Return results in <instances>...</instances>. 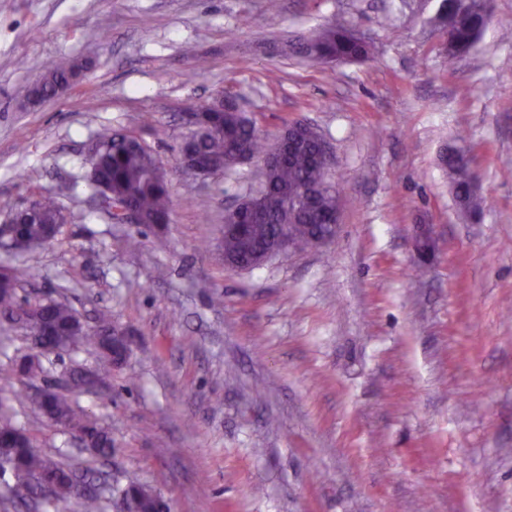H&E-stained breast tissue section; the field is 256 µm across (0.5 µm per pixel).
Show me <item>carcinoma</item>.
<instances>
[{"mask_svg": "<svg viewBox=\"0 0 512 512\" xmlns=\"http://www.w3.org/2000/svg\"><path fill=\"white\" fill-rule=\"evenodd\" d=\"M491 17V0H459V15L448 24L445 35L454 45L448 53V65L470 52ZM294 53L309 60L333 64L361 60L370 56L372 43L352 36L350 29L329 23L316 34L300 36L291 44ZM81 68L79 62L59 58L47 66L40 81L30 89L41 99L55 96V85L68 81ZM200 115L201 131L192 144L197 159L211 167L214 173L234 169L241 163V155L252 156L265 151L263 138L255 124L248 119L228 96L220 109L207 104L196 108ZM101 148L88 161L91 182L107 190L115 202L130 206L136 212L138 223L145 227L157 226L167 221L171 204L169 181L160 171L155 154L140 144L139 139L127 133L104 134L99 137ZM313 145L303 141L291 159L263 171L260 209L243 235L224 238V254L245 256L256 251L268 238L276 234L277 225L293 224L294 248L312 246L307 226L323 223V219L336 212L339 191L325 189L320 194L316 208L310 212L301 206L302 189L308 185H323L327 173L315 159ZM455 198L463 202L465 212L475 214L480 210L482 198L471 192V170L458 158L456 149L440 156ZM35 216L19 224H0V247L14 253L35 250L55 238V226L64 223V216L54 196L45 191L37 199ZM33 275L32 269L21 263L6 268V284L0 285V315L11 316L19 308L17 285ZM39 310L43 325L54 333L56 344L67 349L79 343L95 346L101 358L112 363V354L104 347L112 341L110 316L99 314V327L88 331L75 322L74 310L65 302L47 298L31 304ZM39 411H48L49 419L66 430H78L92 441L87 451L94 456L112 454V433L91 415L82 410L71 395L56 392L46 401L36 393L31 399ZM14 443L13 455L8 459L6 472L11 477L5 500L25 505L37 495L43 479L56 481V504L53 512H60V503L74 497L72 469L69 465L48 459L32 443L30 437L7 420H0V440ZM83 512H104L105 505L120 501L127 512H153L155 493L136 480H130L110 491L104 498L98 493L79 497Z\"/></svg>", "mask_w": 512, "mask_h": 512, "instance_id": "obj_1", "label": "carcinoma"}]
</instances>
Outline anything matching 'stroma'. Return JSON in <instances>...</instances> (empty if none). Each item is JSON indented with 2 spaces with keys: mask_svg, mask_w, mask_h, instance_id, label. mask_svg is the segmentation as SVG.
<instances>
[{
  "mask_svg": "<svg viewBox=\"0 0 512 512\" xmlns=\"http://www.w3.org/2000/svg\"><path fill=\"white\" fill-rule=\"evenodd\" d=\"M442 0H0V221L50 192L59 235L26 254L28 299L99 312L129 353L41 357L0 319V397L53 460L134 479L171 512H512V0L449 62ZM375 45L320 64L279 47L329 22ZM72 87L30 103L53 59ZM235 96L266 142L302 119L329 143L341 190L326 246L225 267L224 208L257 189L252 159L204 180L179 167L182 114ZM134 132L170 183L167 224H113L84 180L89 144ZM467 147L482 212L459 210L439 157ZM429 231L434 251L414 242ZM80 367L79 405L112 432L84 451L27 398Z\"/></svg>",
  "mask_w": 512,
  "mask_h": 512,
  "instance_id": "35a3bbf8",
  "label": "stroma"
}]
</instances>
